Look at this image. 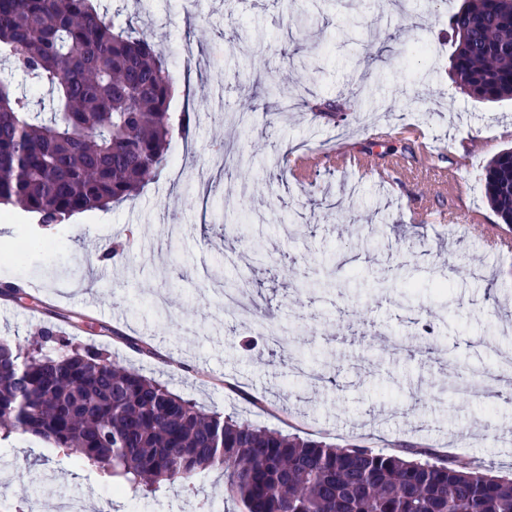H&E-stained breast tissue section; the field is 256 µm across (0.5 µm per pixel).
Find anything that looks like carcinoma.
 Instances as JSON below:
<instances>
[{
  "label": "carcinoma",
  "instance_id": "obj_1",
  "mask_svg": "<svg viewBox=\"0 0 512 512\" xmlns=\"http://www.w3.org/2000/svg\"><path fill=\"white\" fill-rule=\"evenodd\" d=\"M448 28L463 93L512 99V0H465ZM0 58L50 106L42 118L0 76V204L46 226L128 200L161 177L173 134L194 133L195 111H170L174 78L149 35L94 0H0ZM484 192L512 224L511 148L488 163ZM48 343L64 344L50 326L26 352L0 338V436H35L119 490L154 495L220 468L242 512H512V479L467 462L290 437L207 413L97 349L50 356Z\"/></svg>",
  "mask_w": 512,
  "mask_h": 512
}]
</instances>
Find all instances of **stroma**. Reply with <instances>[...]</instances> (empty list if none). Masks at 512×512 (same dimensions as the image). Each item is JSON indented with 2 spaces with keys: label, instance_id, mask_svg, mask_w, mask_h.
Returning <instances> with one entry per match:
<instances>
[{
  "label": "stroma",
  "instance_id": "obj_1",
  "mask_svg": "<svg viewBox=\"0 0 512 512\" xmlns=\"http://www.w3.org/2000/svg\"><path fill=\"white\" fill-rule=\"evenodd\" d=\"M108 20L135 22L164 51L176 77L172 111L190 107L191 142L174 139L168 166L134 200L45 227L30 213L0 212V336L25 341L40 324L98 349L218 412L329 445L397 452L442 446L445 455L512 474V403L494 402L482 377L512 360V237L484 194L491 158L512 147V100L464 94L449 68L448 15L463 0H96ZM287 80L292 111L269 93ZM346 103L348 119L317 113ZM254 107L247 130L229 110ZM433 142L432 162L410 159L400 128ZM265 164L221 182L226 144ZM402 158L396 184L331 166L305 181L278 175L281 147ZM448 174L426 184L424 170ZM447 214L410 223L409 208ZM476 226L461 229L468 215ZM41 251L12 259L18 241ZM123 253L105 263L115 243ZM247 279L251 303L224 314V281ZM292 326L304 386L257 335L260 323ZM433 352L397 354L422 325ZM0 512H55L58 496L89 512H236L224 476L157 496L118 491L59 449L29 435L0 439Z\"/></svg>",
  "mask_w": 512,
  "mask_h": 512
}]
</instances>
